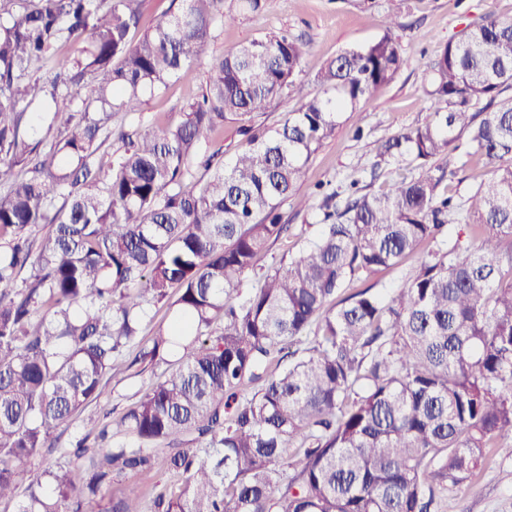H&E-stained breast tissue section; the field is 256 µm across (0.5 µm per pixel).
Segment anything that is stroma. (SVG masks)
Returning <instances> with one entry per match:
<instances>
[{
    "instance_id": "35a3bbf8",
    "label": "stroma",
    "mask_w": 512,
    "mask_h": 512,
    "mask_svg": "<svg viewBox=\"0 0 512 512\" xmlns=\"http://www.w3.org/2000/svg\"><path fill=\"white\" fill-rule=\"evenodd\" d=\"M394 4L395 0H376L374 9L363 11L348 0H269L261 14L242 15L235 25L220 28L212 49L221 55L241 43L282 29L310 41V53L302 63L301 84L290 88L280 104L264 117L266 125L273 126L297 107L302 96L315 94L312 78L327 60L343 49L367 44L383 35V18ZM489 13L512 19V0H405L399 35L406 65L312 157L308 184L332 182L338 191L336 203L341 206L351 181L380 191L405 173L407 166L403 163L376 166L379 140L429 119L425 90L431 59L448 40L460 38L466 27L481 23ZM207 78L208 69L203 64L181 72L164 92L146 97L144 123L163 126L177 122L182 105L201 92ZM438 163L445 171L450 190L462 197L488 176L487 167L469 155L464 145L451 156L440 157ZM151 379L148 373L136 378H108L100 397L62 426L60 444L96 431L106 413L121 412ZM439 512H512V456L489 457L470 488L449 491L442 498Z\"/></svg>"
}]
</instances>
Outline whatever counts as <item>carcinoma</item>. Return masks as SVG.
I'll use <instances>...</instances> for the list:
<instances>
[{
    "instance_id": "carcinoma-1",
    "label": "carcinoma",
    "mask_w": 512,
    "mask_h": 512,
    "mask_svg": "<svg viewBox=\"0 0 512 512\" xmlns=\"http://www.w3.org/2000/svg\"><path fill=\"white\" fill-rule=\"evenodd\" d=\"M141 17V0H0V500L83 512L163 469L173 480L133 483L107 512H438L489 452L512 456V20L488 15L432 60L431 118L376 154L412 169L381 193L352 183L342 208L325 194L319 234L258 273L291 230L281 205L311 208L309 161L405 66L398 12L276 127L257 119L300 80L308 41L273 32L216 56L236 20L224 0H179L133 44ZM58 44L74 55L33 77ZM195 63L209 76L183 120L144 125L145 94ZM117 112L137 122L114 128ZM228 119L247 147L226 165L209 144ZM463 133L490 167L464 198L433 166ZM112 140L126 150L104 172ZM450 224L477 248L449 242ZM422 244L401 287L329 305ZM159 304L169 322L147 338ZM161 364L118 419L69 443L80 495L61 466L21 486L107 376Z\"/></svg>"
}]
</instances>
